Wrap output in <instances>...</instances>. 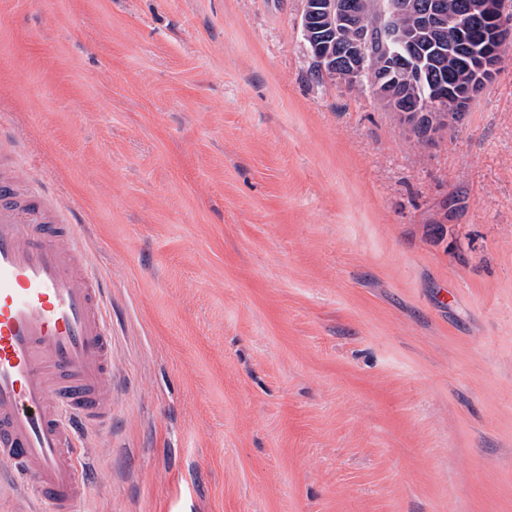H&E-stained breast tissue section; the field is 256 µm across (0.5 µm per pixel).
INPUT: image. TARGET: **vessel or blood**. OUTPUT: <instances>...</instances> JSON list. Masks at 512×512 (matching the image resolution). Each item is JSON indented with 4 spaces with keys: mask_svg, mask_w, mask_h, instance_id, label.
<instances>
[{
    "mask_svg": "<svg viewBox=\"0 0 512 512\" xmlns=\"http://www.w3.org/2000/svg\"><path fill=\"white\" fill-rule=\"evenodd\" d=\"M78 225L0 174V484L80 512L90 438L112 422V317Z\"/></svg>",
    "mask_w": 512,
    "mask_h": 512,
    "instance_id": "1",
    "label": "vessel or blood"
}]
</instances>
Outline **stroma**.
I'll return each instance as SVG.
<instances>
[{"instance_id":"obj_1","label":"stroma","mask_w":512,"mask_h":512,"mask_svg":"<svg viewBox=\"0 0 512 512\" xmlns=\"http://www.w3.org/2000/svg\"><path fill=\"white\" fill-rule=\"evenodd\" d=\"M303 0H0V170L112 290L81 512H512V41L419 139ZM317 48L319 51H321V54L323 55L322 60L324 61V63L322 67L324 73L327 76L335 80H338L346 87H356L364 82L365 77L368 74V71L362 68V54L359 51L353 52L349 61H336L335 57L325 50V46L319 45L317 46ZM355 90L360 92L366 90H369L370 92L372 91L368 81H365L364 84L360 85Z\"/></svg>"}]
</instances>
